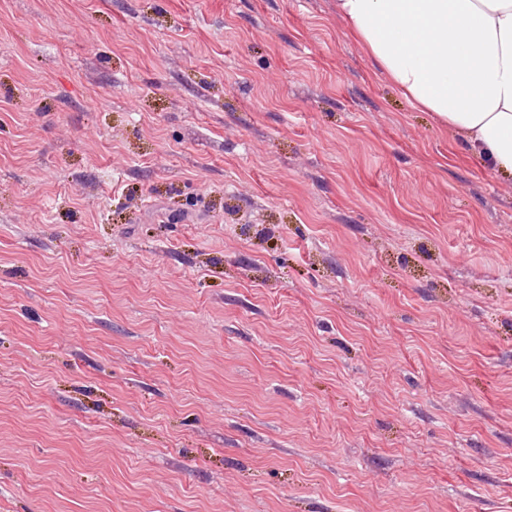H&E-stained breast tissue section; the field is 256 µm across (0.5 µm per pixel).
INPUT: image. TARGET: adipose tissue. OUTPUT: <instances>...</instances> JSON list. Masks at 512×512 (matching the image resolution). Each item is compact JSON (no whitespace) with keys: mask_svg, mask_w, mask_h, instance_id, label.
Instances as JSON below:
<instances>
[{"mask_svg":"<svg viewBox=\"0 0 512 512\" xmlns=\"http://www.w3.org/2000/svg\"><path fill=\"white\" fill-rule=\"evenodd\" d=\"M386 76L512 173V0H336Z\"/></svg>","mask_w":512,"mask_h":512,"instance_id":"1","label":"adipose tissue"}]
</instances>
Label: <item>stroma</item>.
Instances as JSON below:
<instances>
[{
  "instance_id": "35a3bbf8",
  "label": "stroma",
  "mask_w": 512,
  "mask_h": 512,
  "mask_svg": "<svg viewBox=\"0 0 512 512\" xmlns=\"http://www.w3.org/2000/svg\"><path fill=\"white\" fill-rule=\"evenodd\" d=\"M0 512H512V175L335 0H0Z\"/></svg>"
}]
</instances>
